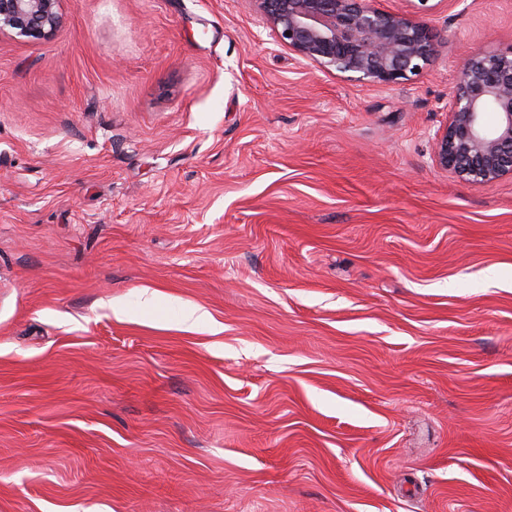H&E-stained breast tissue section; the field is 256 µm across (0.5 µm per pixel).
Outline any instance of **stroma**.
<instances>
[{
	"label": "stroma",
	"instance_id": "stroma-1",
	"mask_svg": "<svg viewBox=\"0 0 512 512\" xmlns=\"http://www.w3.org/2000/svg\"><path fill=\"white\" fill-rule=\"evenodd\" d=\"M382 5L389 86L256 0L0 31V512H512V179L432 161L512 0Z\"/></svg>",
	"mask_w": 512,
	"mask_h": 512
}]
</instances>
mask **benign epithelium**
Here are the masks:
<instances>
[{"label": "benign epithelium", "instance_id": "obj_1", "mask_svg": "<svg viewBox=\"0 0 512 512\" xmlns=\"http://www.w3.org/2000/svg\"><path fill=\"white\" fill-rule=\"evenodd\" d=\"M278 41L306 61L389 85L422 72L433 35L379 0H257ZM58 0H0V31L44 39L59 21ZM433 138V160L474 184L512 178V54L475 52L448 98Z\"/></svg>", "mask_w": 512, "mask_h": 512}]
</instances>
